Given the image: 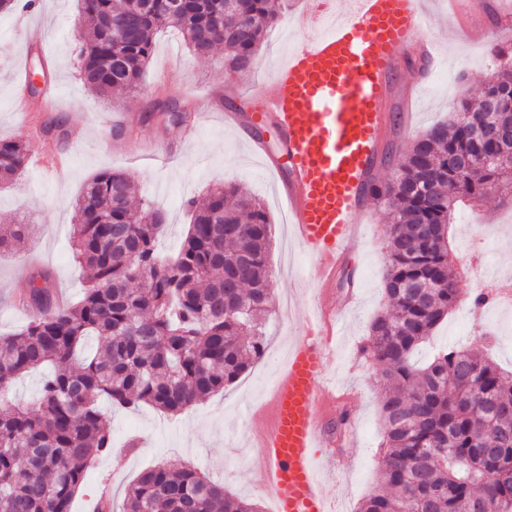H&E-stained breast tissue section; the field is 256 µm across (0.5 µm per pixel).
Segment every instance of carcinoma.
<instances>
[{
	"label": "carcinoma",
	"mask_w": 512,
	"mask_h": 512,
	"mask_svg": "<svg viewBox=\"0 0 512 512\" xmlns=\"http://www.w3.org/2000/svg\"><path fill=\"white\" fill-rule=\"evenodd\" d=\"M80 79L102 96L133 90L157 31L176 27L194 53L224 49V65L253 68L284 4L276 0H78ZM135 15L129 38L112 23ZM498 64L478 101L418 135L370 194L388 210L384 290L390 312L370 323L364 352L377 368L385 426L384 490L358 512H473L483 498L512 512V372L477 348H444L424 366L412 357L459 300L448 224L455 206L478 202L509 176L512 158L463 166L495 146L475 129L512 127V44L492 48ZM495 109H489L490 103ZM22 137L0 140V185L23 171ZM120 170L90 178L76 204L75 260L88 271L73 304L56 302L52 273L35 269L19 292L38 310L19 332L0 334V512H72L87 472L112 451L101 403L141 404L180 414L224 390L265 351L263 317L272 303L271 221L239 184L188 203L180 251L163 258L155 239L164 218L135 206ZM33 225H0V258L30 238ZM93 336L97 345L83 351ZM51 367L30 403L15 399L18 377ZM122 512H258L224 484L191 467L156 466L129 485Z\"/></svg>",
	"instance_id": "cac0c4a2"
}]
</instances>
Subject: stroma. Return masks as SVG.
<instances>
[{"label": "stroma", "mask_w": 512, "mask_h": 512, "mask_svg": "<svg viewBox=\"0 0 512 512\" xmlns=\"http://www.w3.org/2000/svg\"><path fill=\"white\" fill-rule=\"evenodd\" d=\"M490 2V9L482 12L472 10L469 0L461 3L470 12L472 27L488 29V36L479 39L459 32L456 18L448 13V0H423V20L435 42L437 63L423 73L414 67L411 56L399 54L398 76L387 103L393 119L377 179L388 176L392 157L414 137L447 120L460 98L477 100L491 71L493 45L512 42V26L499 22L502 16H512V0ZM307 5L308 0H290L288 11L267 33L258 63L246 73L225 67L223 50L201 59L177 30H161L138 91L109 100L90 92L78 79L77 0H36L29 14L30 22L45 33L43 44L31 50L46 73L34 93L14 78L30 51L17 35L20 13H0V138L19 135L28 146L22 175L13 185L0 187V225L29 216L38 225L35 241L0 262V334L21 330L31 318L15 306L14 298L33 267L53 270L66 302L81 296L87 273L70 257L76 199L87 180L104 169L126 172L137 197L162 210L165 224L157 246L165 256L174 254L187 234V202H203L208 190L227 182L246 187L263 203L273 224L269 260L273 304L265 318L263 357L224 391L179 415L145 406L105 407L112 452L88 471L72 512H92L95 497L104 490L111 491L118 510L127 487L142 470L157 464L195 466L223 482L230 496L252 501L259 512H272L258 487L263 467L258 431L265 422L274 381L294 342L320 340L312 318L320 299L342 303L350 288L355 300L346 312L345 333L331 344L324 373L326 385L338 394L327 411L347 423L336 460L326 464L324 484L338 512H357L363 498L381 487V388L363 347L371 320L387 309L384 243L390 221L375 200H367L355 249L340 269L335 287L322 293L317 265L289 237L274 175L224 125L225 107L241 91L265 87L288 45L299 42L293 19ZM47 91L55 95L51 110L42 106ZM171 98L188 105L190 120L198 128L193 141H184L182 129L150 116L154 103ZM405 112L410 113V122H403ZM50 148L68 158L67 166L53 174L38 166L39 157ZM451 234L460 302L415 359L426 361L445 345L475 346L486 339L495 361L512 371V334L470 304L475 278L512 273V206L493 196L461 209Z\"/></svg>", "instance_id": "stroma-1"}]
</instances>
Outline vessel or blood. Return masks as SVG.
Masks as SVG:
<instances>
[{
	"instance_id": "vessel-or-blood-1",
	"label": "vessel or blood",
	"mask_w": 512,
	"mask_h": 512,
	"mask_svg": "<svg viewBox=\"0 0 512 512\" xmlns=\"http://www.w3.org/2000/svg\"><path fill=\"white\" fill-rule=\"evenodd\" d=\"M318 0L324 31L310 33L278 65L268 86L225 114V125L246 139L273 127L277 154L268 166L283 181L290 235L331 279L358 240L368 185L375 175L392 116L384 109L399 51L422 57L430 45L418 25L420 0H357L335 18ZM322 345L297 341L289 350L273 393L274 419L261 438V484L276 512H328L319 476L320 449L331 434L320 411Z\"/></svg>"
}]
</instances>
